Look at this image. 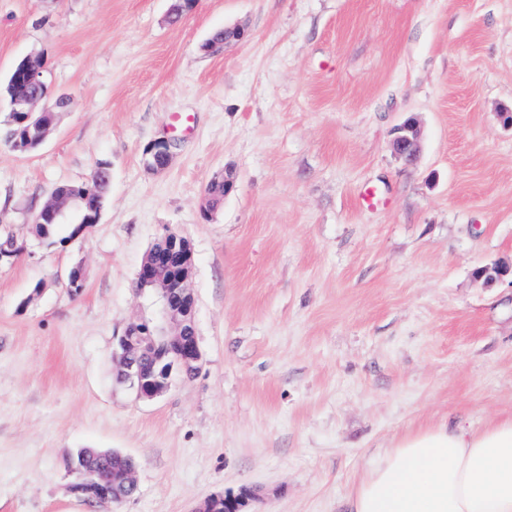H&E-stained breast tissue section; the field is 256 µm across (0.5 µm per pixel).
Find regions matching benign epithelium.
<instances>
[{
    "label": "benign epithelium",
    "instance_id": "7a95c632",
    "mask_svg": "<svg viewBox=\"0 0 512 512\" xmlns=\"http://www.w3.org/2000/svg\"><path fill=\"white\" fill-rule=\"evenodd\" d=\"M42 73L38 69H29L15 77V102L23 106L27 117L33 124L46 132L51 126V110L44 109L34 112V107L42 101V96L33 93V88L41 84ZM172 141L162 139L152 149V169L165 167L171 157ZM420 151L419 128L412 117L406 119L397 129L392 140V152L400 160L408 161L416 157ZM192 254L181 264L171 267L163 276L159 275L153 264L142 262L137 273V281L145 287L159 291L163 303V318L170 342L175 349V356L164 361L154 355V342L150 323L141 321L130 324L119 339L118 371L130 382V387L139 400H153L164 395L171 386L172 374H193L201 361L196 328L195 304L188 289V275L192 265ZM154 360V368L150 372L143 370V363ZM69 471L75 477L71 490L83 495L90 490L85 480L83 464L69 463ZM138 489L135 469L131 468L123 475L120 485L112 490L96 494V501L121 502L134 495ZM244 502L238 496L226 495L211 497L195 510V512H242Z\"/></svg>",
    "mask_w": 512,
    "mask_h": 512
}]
</instances>
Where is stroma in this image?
Masks as SVG:
<instances>
[{
	"mask_svg": "<svg viewBox=\"0 0 512 512\" xmlns=\"http://www.w3.org/2000/svg\"><path fill=\"white\" fill-rule=\"evenodd\" d=\"M227 26L247 39L203 50ZM32 53L66 106L38 151L0 139V233L20 249L0 262V512L245 492L249 512H343L405 433L512 415V273L474 276L512 264V0H0V81ZM411 114L407 165L390 142ZM102 162L98 221L35 237L52 191ZM169 232L192 250L202 360L143 401L115 351L160 319L135 283ZM79 448L131 457L137 495L86 504Z\"/></svg>",
	"mask_w": 512,
	"mask_h": 512,
	"instance_id": "obj_1",
	"label": "stroma"
}]
</instances>
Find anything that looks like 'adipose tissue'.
Instances as JSON below:
<instances>
[{"mask_svg":"<svg viewBox=\"0 0 512 512\" xmlns=\"http://www.w3.org/2000/svg\"><path fill=\"white\" fill-rule=\"evenodd\" d=\"M347 512H512V416L404 434L365 469Z\"/></svg>","mask_w":512,"mask_h":512,"instance_id":"obj_1","label":"adipose tissue"}]
</instances>
